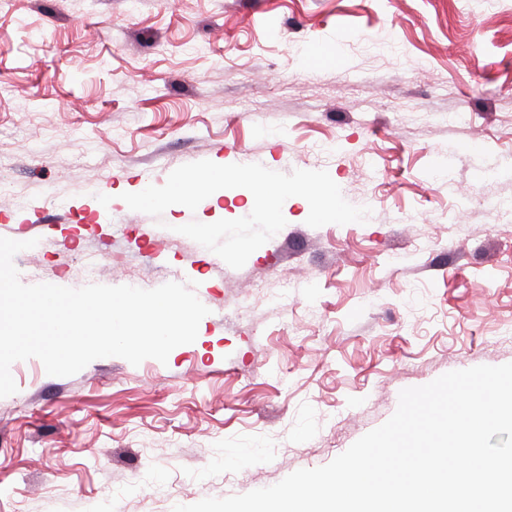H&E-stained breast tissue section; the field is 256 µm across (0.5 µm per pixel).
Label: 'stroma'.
<instances>
[{"label":"stroma","instance_id":"obj_1","mask_svg":"<svg viewBox=\"0 0 512 512\" xmlns=\"http://www.w3.org/2000/svg\"><path fill=\"white\" fill-rule=\"evenodd\" d=\"M246 158L327 171L370 200L366 223L313 228L289 198L234 269L177 228L249 215L247 189L158 220L87 203ZM510 196L512 0H10L0 236L36 242L21 281H193L209 313L164 364L15 362L0 512H172L269 487L385 423L402 389L512 362V214L488 206Z\"/></svg>","mask_w":512,"mask_h":512}]
</instances>
